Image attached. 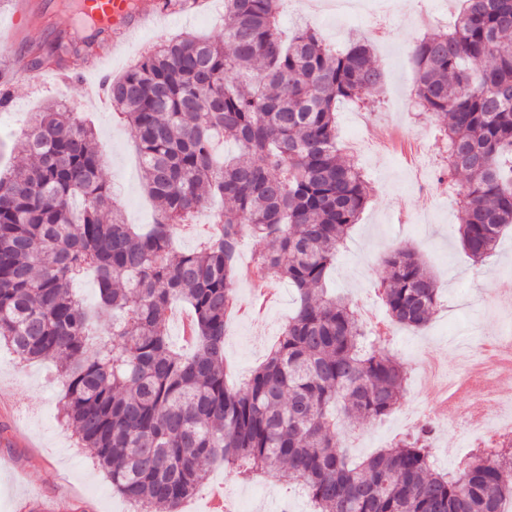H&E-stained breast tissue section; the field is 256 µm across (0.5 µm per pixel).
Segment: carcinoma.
<instances>
[{"label":"carcinoma","instance_id":"1","mask_svg":"<svg viewBox=\"0 0 512 512\" xmlns=\"http://www.w3.org/2000/svg\"><path fill=\"white\" fill-rule=\"evenodd\" d=\"M281 0H224V39L174 37L108 80L112 110L134 134L157 220L125 223L92 126L61 103L36 113L12 151L33 166L0 170V342L51 360L62 412L112 488L141 512H182L204 468L224 464L302 486L312 512H509L512 444L479 448L452 471L430 459L427 431L356 459L344 428L399 403L406 370L326 288L336 253L370 196L336 135V105L365 102L383 80L367 39L343 51L299 27L288 42ZM59 34L29 51L39 73L92 53ZM415 104L442 123L460 238L482 262L512 225V0H464L451 31L417 41ZM237 154L218 164L219 138ZM217 232L180 252L178 231L212 203ZM257 261L296 293L265 361L231 389L224 339L244 236ZM375 282L398 326L422 329L436 281L411 250ZM91 272L85 307L71 283ZM184 304L196 343L174 346L168 313ZM110 324L102 327V315Z\"/></svg>","mask_w":512,"mask_h":512}]
</instances>
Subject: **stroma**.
<instances>
[{"label": "stroma", "mask_w": 512, "mask_h": 512, "mask_svg": "<svg viewBox=\"0 0 512 512\" xmlns=\"http://www.w3.org/2000/svg\"><path fill=\"white\" fill-rule=\"evenodd\" d=\"M220 2L210 0L197 10L159 14L154 24L139 30L133 42L113 58L108 74L123 75L150 50L176 35L222 38L225 21ZM364 2L365 11L354 19L304 7L299 0H285L281 14L286 28L315 29L340 50L359 34L371 32L373 23L384 22L390 28L386 40L372 43L384 77L369 93V106L343 101L336 107L339 144L344 151H356L372 191L346 248L336 257L328 285L360 310L387 320V307L373 284L384 275L383 259L388 253L399 247L414 250L436 278L441 303L425 329L396 327L390 350L408 365L420 350H427L452 374L458 369L456 341L476 342L505 331L504 320L491 315L489 307L500 289H512V229L503 234L495 253L484 262L477 264L468 257L460 242L457 206L448 194L447 182L439 178L445 147L437 122L417 116L406 106L414 93L411 46L424 35L452 25L460 0H435L433 18L424 25L395 10L390 0ZM0 72L7 74L11 93L9 108L0 112L1 169L10 165L9 146L24 132L34 112L50 100L77 103L95 126L97 149L104 160L102 173L121 192L126 223H152L155 206L143 186L133 133L111 110L100 109L83 95L84 83L95 82L97 73L85 71L81 83L62 84L48 72L13 74L6 63L0 65ZM374 128L389 135L413 132L422 137L432 177L427 192L414 188L400 154L383 155L371 148L367 138ZM403 215L408 216V223H400ZM279 287L280 301L263 322L227 327L224 356L242 376H249L264 361L294 309L293 289L284 281ZM2 384L9 388L12 405L0 410V429L10 436L9 442L0 441V454L11 463L10 468L0 470V512H12L13 500L24 492L52 508L75 501L91 512H126L124 499L113 491L91 450L79 447L73 429L61 422L63 389L56 369L44 362L19 361L0 344ZM415 399L423 404L428 401L422 390L405 388L403 405L377 421L357 424L355 453L370 455L415 429L409 407ZM203 481L233 486L237 512H311L308 496L296 484L264 487L239 480L219 466L206 468Z\"/></svg>", "instance_id": "1"}]
</instances>
